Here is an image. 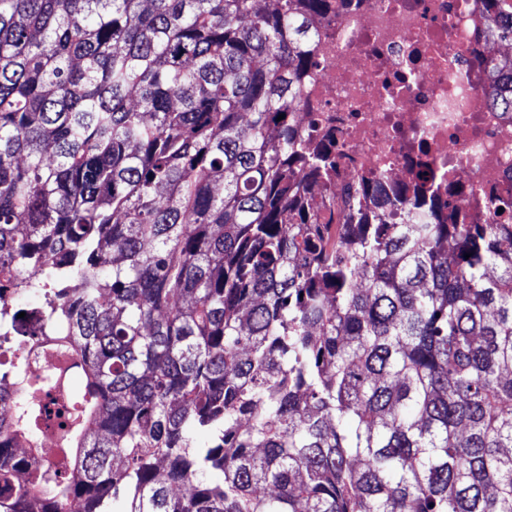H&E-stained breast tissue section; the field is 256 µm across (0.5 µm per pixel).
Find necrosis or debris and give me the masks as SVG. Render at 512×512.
<instances>
[{"label": "necrosis or debris", "instance_id": "4bbe7bcc", "mask_svg": "<svg viewBox=\"0 0 512 512\" xmlns=\"http://www.w3.org/2000/svg\"><path fill=\"white\" fill-rule=\"evenodd\" d=\"M488 26L484 0H339L296 114L300 134L335 153L327 204L364 180L392 188L426 172L430 194L459 186L458 223H492L512 203V113L476 64Z\"/></svg>", "mask_w": 512, "mask_h": 512}]
</instances>
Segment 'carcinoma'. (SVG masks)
I'll return each instance as SVG.
<instances>
[{
  "label": "carcinoma",
  "mask_w": 512,
  "mask_h": 512,
  "mask_svg": "<svg viewBox=\"0 0 512 512\" xmlns=\"http://www.w3.org/2000/svg\"><path fill=\"white\" fill-rule=\"evenodd\" d=\"M332 9L0 0V512H512V233L317 206Z\"/></svg>",
  "instance_id": "cac0c4a2"
}]
</instances>
